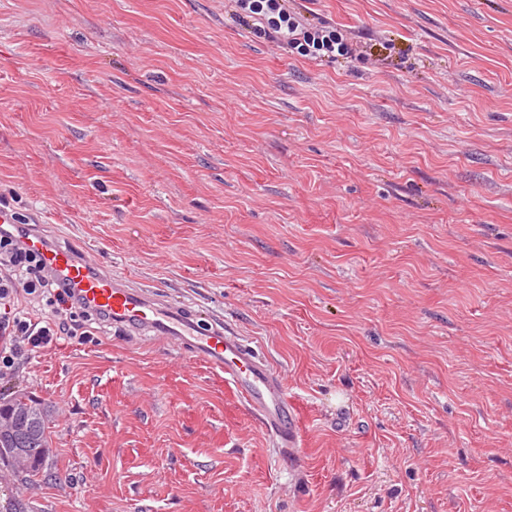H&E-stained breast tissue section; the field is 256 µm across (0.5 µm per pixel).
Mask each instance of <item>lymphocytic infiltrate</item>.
Listing matches in <instances>:
<instances>
[{
    "instance_id": "f902f5d3",
    "label": "lymphocytic infiltrate",
    "mask_w": 512,
    "mask_h": 512,
    "mask_svg": "<svg viewBox=\"0 0 512 512\" xmlns=\"http://www.w3.org/2000/svg\"><path fill=\"white\" fill-rule=\"evenodd\" d=\"M235 17L251 22L256 34L299 56L333 59L357 52L345 30L327 22L310 23L293 0H231ZM21 226L0 227V378L13 374L19 356L52 346L78 329L110 325L109 313L89 309L76 289L49 270L39 253L24 243ZM51 314L38 318L36 306Z\"/></svg>"
}]
</instances>
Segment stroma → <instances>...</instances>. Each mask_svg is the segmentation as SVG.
Masks as SVG:
<instances>
[{"instance_id": "obj_1", "label": "stroma", "mask_w": 512, "mask_h": 512, "mask_svg": "<svg viewBox=\"0 0 512 512\" xmlns=\"http://www.w3.org/2000/svg\"><path fill=\"white\" fill-rule=\"evenodd\" d=\"M0 0V205L281 374L289 450L206 362L98 330L0 392L52 410L26 512H512V0ZM232 15L252 23L260 37L288 52L320 60L352 56L359 48L345 30L327 22L312 24L293 0H231Z\"/></svg>"}]
</instances>
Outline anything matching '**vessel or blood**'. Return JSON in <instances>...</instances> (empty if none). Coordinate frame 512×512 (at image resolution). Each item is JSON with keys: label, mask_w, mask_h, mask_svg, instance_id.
<instances>
[{"label": "vessel or blood", "mask_w": 512, "mask_h": 512, "mask_svg": "<svg viewBox=\"0 0 512 512\" xmlns=\"http://www.w3.org/2000/svg\"><path fill=\"white\" fill-rule=\"evenodd\" d=\"M28 245L40 253L47 267L67 278L87 304L111 313L113 327L145 330L182 345L192 357L223 374L228 389L284 446L301 447L299 414L282 376L223 323L201 324L187 311L163 305L150 290L100 268L85 254L59 245L46 247L38 232L29 233Z\"/></svg>", "instance_id": "1"}]
</instances>
